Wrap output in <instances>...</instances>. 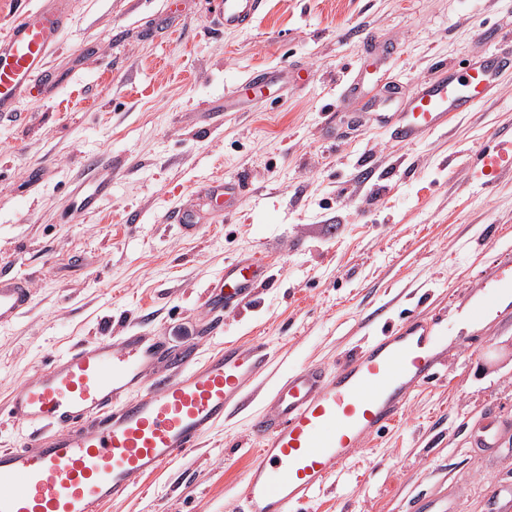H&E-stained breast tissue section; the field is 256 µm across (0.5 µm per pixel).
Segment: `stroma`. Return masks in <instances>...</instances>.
<instances>
[{
  "instance_id": "stroma-1",
  "label": "stroma",
  "mask_w": 512,
  "mask_h": 512,
  "mask_svg": "<svg viewBox=\"0 0 512 512\" xmlns=\"http://www.w3.org/2000/svg\"><path fill=\"white\" fill-rule=\"evenodd\" d=\"M50 59L53 82L0 117V273L30 280V310L0 328V448L29 428L6 405L34 372L76 345L131 330L201 355L263 340L277 371L335 366L413 313L455 321L440 377L294 512H412L455 493L488 512L505 453L474 456L489 415L512 420V314L474 328L457 312L512 253V176L481 182L469 157L512 131V75L447 132L407 145L373 120L379 93H411L439 65L512 51V0H265L252 24L218 30L209 0H75ZM285 71L261 98L212 107L252 73ZM357 80L358 95L343 97ZM112 157L96 215L70 191L80 162ZM241 182L232 214L202 185ZM209 212L195 235L172 217ZM266 256L272 285L206 332L201 303L227 262ZM244 409L104 512H237L255 456Z\"/></svg>"
}]
</instances>
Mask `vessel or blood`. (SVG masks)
Returning <instances> with one entry per match:
<instances>
[{"instance_id": "vessel-or-blood-1", "label": "vessel or blood", "mask_w": 512, "mask_h": 512, "mask_svg": "<svg viewBox=\"0 0 512 512\" xmlns=\"http://www.w3.org/2000/svg\"><path fill=\"white\" fill-rule=\"evenodd\" d=\"M264 0H211L227 30L246 28ZM72 0L20 4L0 36V114L39 93L71 19ZM512 55H490L465 70L436 68L405 98L388 99L383 119L395 139L413 142L447 130L456 114L491 98ZM512 166V137L480 151L474 170L489 175ZM112 188V157L81 161L74 206L93 215ZM260 257L224 267V286L203 306L219 312L250 300L267 281ZM465 312L482 321L490 307L512 310V256L480 275ZM32 304L29 281L0 275V328ZM433 322L410 315L387 335L371 339L336 367L312 363L288 372L251 421L257 459L241 486L240 512H292L325 486L366 444L395 427L413 395L438 378L442 361ZM166 350L160 338L136 333L113 343L75 347L37 369L11 397L7 415L32 428L33 446L0 449V512H101L139 481L241 408L248 390L272 364L265 343H225L200 358L190 346L171 357L174 375L147 378Z\"/></svg>"}]
</instances>
